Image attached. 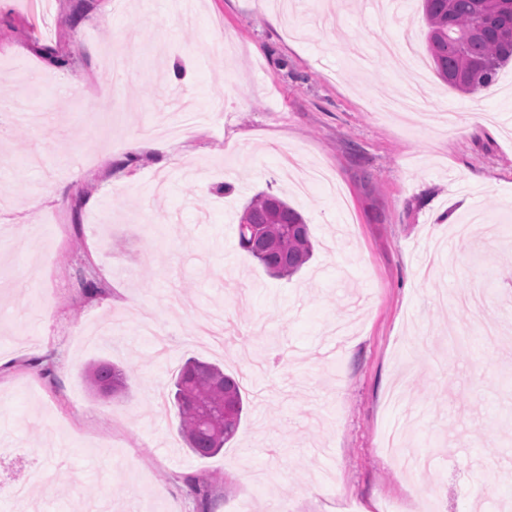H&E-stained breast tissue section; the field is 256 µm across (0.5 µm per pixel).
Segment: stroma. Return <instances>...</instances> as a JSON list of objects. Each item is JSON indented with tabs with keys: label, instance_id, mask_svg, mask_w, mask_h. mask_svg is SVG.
<instances>
[{
	"label": "stroma",
	"instance_id": "35a3bbf8",
	"mask_svg": "<svg viewBox=\"0 0 512 512\" xmlns=\"http://www.w3.org/2000/svg\"><path fill=\"white\" fill-rule=\"evenodd\" d=\"M281 2L200 0L187 24L184 0H0V107L43 114L0 142V512H25L16 483L39 512H198L190 478L214 512L512 505V65L473 95L427 69L424 110L387 112L379 46L425 57L419 0ZM178 94L190 136L129 155ZM470 104L482 123L432 119ZM261 191L309 226L293 276L238 245ZM191 357L248 376L207 458L168 402ZM95 361L123 395L90 392ZM115 377L123 379V384L120 388H114L113 386ZM85 378L90 390L96 394H100L112 381V396L123 392L127 387L128 381L125 370L110 362H99L90 365L86 370Z\"/></svg>",
	"mask_w": 512,
	"mask_h": 512
}]
</instances>
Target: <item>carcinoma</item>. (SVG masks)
Segmentation results:
<instances>
[{
  "mask_svg": "<svg viewBox=\"0 0 512 512\" xmlns=\"http://www.w3.org/2000/svg\"><path fill=\"white\" fill-rule=\"evenodd\" d=\"M427 29L426 50L436 73L457 91L470 94L491 87L512 62V0H420ZM238 244L271 275L289 277L312 256L313 244L302 214L279 196L260 192L238 221ZM128 376L110 362L90 365L85 378L96 394L114 378ZM174 394L184 441L195 455L218 453L236 434L243 411L241 386L213 364L189 360L175 382ZM202 512H208L204 482L190 480Z\"/></svg>",
  "mask_w": 512,
  "mask_h": 512,
  "instance_id": "carcinoma-1",
  "label": "carcinoma"
}]
</instances>
